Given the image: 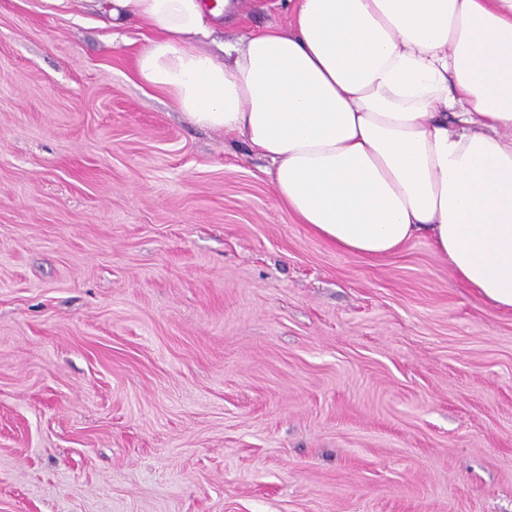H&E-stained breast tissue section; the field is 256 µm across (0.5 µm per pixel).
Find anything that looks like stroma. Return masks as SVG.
Wrapping results in <instances>:
<instances>
[{
  "mask_svg": "<svg viewBox=\"0 0 512 512\" xmlns=\"http://www.w3.org/2000/svg\"><path fill=\"white\" fill-rule=\"evenodd\" d=\"M147 37L0 0V512H512V312L297 223Z\"/></svg>",
  "mask_w": 512,
  "mask_h": 512,
  "instance_id": "1",
  "label": "stroma"
}]
</instances>
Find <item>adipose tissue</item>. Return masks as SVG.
I'll return each mask as SVG.
<instances>
[{"label":"adipose tissue","instance_id":"ef3b65f1","mask_svg":"<svg viewBox=\"0 0 512 512\" xmlns=\"http://www.w3.org/2000/svg\"><path fill=\"white\" fill-rule=\"evenodd\" d=\"M151 32L139 78L267 158L277 199L336 249L428 239L512 311V0H286L288 29L202 49L225 0H103Z\"/></svg>","mask_w":512,"mask_h":512}]
</instances>
